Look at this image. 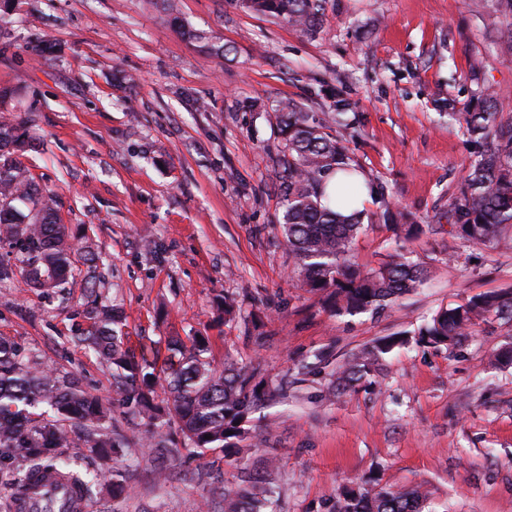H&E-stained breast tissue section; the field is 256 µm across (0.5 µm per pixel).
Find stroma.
Segmentation results:
<instances>
[{
    "mask_svg": "<svg viewBox=\"0 0 512 512\" xmlns=\"http://www.w3.org/2000/svg\"><path fill=\"white\" fill-rule=\"evenodd\" d=\"M5 17L0 116L25 119L23 162L93 261L62 298L0 283V337L110 400V365L72 340L95 301L122 310L134 355L200 335L214 366L229 355L270 386L301 379L295 399L251 415L255 444L231 458L142 447L119 415L127 447L72 439L63 457L128 477L124 497L94 494L88 512H224L225 490L270 459L275 512H333L366 480L425 486L433 512H512V366L487 365L512 325L480 324L452 351L417 342L437 310L512 289V243L467 242L449 218L475 158L463 113L491 96L512 116L504 0H327L313 34L240 0H10ZM36 37L57 55H32ZM284 100L318 119L341 103L353 121L343 136L373 194L352 261L367 272L399 251L430 270L381 313L336 316L296 286L279 229ZM387 207L424 234L396 237ZM392 335L408 342L374 388L328 396L335 364Z\"/></svg>",
    "mask_w": 512,
    "mask_h": 512,
    "instance_id": "stroma-1",
    "label": "stroma"
}]
</instances>
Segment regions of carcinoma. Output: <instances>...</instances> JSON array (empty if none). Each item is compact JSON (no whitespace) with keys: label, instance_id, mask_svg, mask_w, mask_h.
<instances>
[{"label":"carcinoma","instance_id":"obj_1","mask_svg":"<svg viewBox=\"0 0 512 512\" xmlns=\"http://www.w3.org/2000/svg\"><path fill=\"white\" fill-rule=\"evenodd\" d=\"M246 6L305 32L323 23L326 0H245ZM320 122L293 102L279 115L283 155L281 190L285 202L280 225L294 259L300 287L319 296L337 315L377 313L399 297L415 291L428 278L424 266L397 253L378 269L363 273L349 257L350 246L362 228L361 211L349 214L320 200L323 176L342 174L336 184V204L345 207L356 199L363 174L353 164L342 138L333 127H349L344 108ZM477 158L470 165L455 203L456 235L473 244L512 240V117L497 111L494 100L479 112L464 113ZM29 136L20 117L0 121V224L7 227L17 263L0 261V281L20 274L33 288L62 293L76 262L65 225L58 223L55 200L34 183L19 156ZM382 217L406 235L422 232L418 224H399L397 215L384 209ZM93 324L74 339L85 344L112 366V406L89 393L68 376L40 370L8 341L0 340V452L25 462V474L13 496L17 502L31 478L54 471L81 496L94 494L96 477L74 464L64 463L58 449L71 443L72 425L83 442L94 448H120L127 439L107 424L114 408L123 417L145 426L146 445L159 448L163 429L177 426L184 441L202 452L226 455L243 451L240 442L249 415L264 401L288 392V384L271 388L256 370L227 356L218 371L207 356L201 336L188 341L173 338L168 358L159 371L148 360L136 361L124 349V316L114 307L92 308ZM512 322V290L471 298L456 307L439 309L418 332V342L452 351L460 347L481 322ZM407 343L403 336L384 337L353 354L330 375V395L370 384L382 370L385 355ZM271 486L265 476L224 493V512H267ZM429 492L422 486L371 485L344 491L334 512H424Z\"/></svg>","mask_w":512,"mask_h":512}]
</instances>
